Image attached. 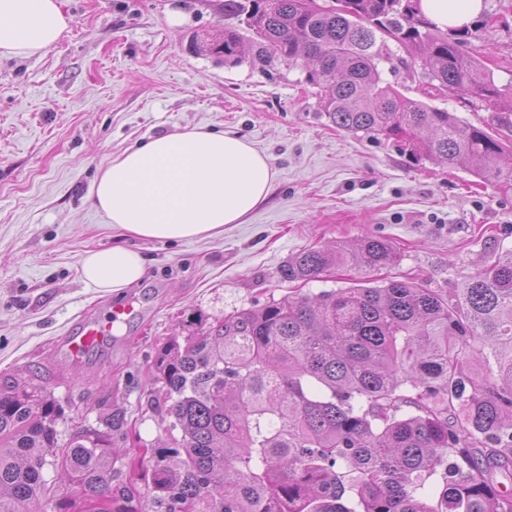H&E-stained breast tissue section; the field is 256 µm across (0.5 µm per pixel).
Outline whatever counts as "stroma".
I'll list each match as a JSON object with an SVG mask.
<instances>
[{"label": "stroma", "mask_w": 512, "mask_h": 512, "mask_svg": "<svg viewBox=\"0 0 512 512\" xmlns=\"http://www.w3.org/2000/svg\"><path fill=\"white\" fill-rule=\"evenodd\" d=\"M184 14L176 27L169 10ZM74 22L39 58L0 60V379L33 372L77 424L120 409L126 433L116 481L156 446L163 428L146 406L159 350L184 341L199 320L288 295L345 288L365 272L332 270L283 281L302 250L364 236L391 242L398 263L385 278L455 292L501 250L512 249V191L403 151L384 136L336 129L301 69L250 59L228 65L198 50L224 31V0H65ZM491 23L469 49L512 96V0H486ZM406 96L456 113L512 141V116L469 93H440L420 68L384 69ZM204 127L236 134L265 153L272 190L220 237L139 241L147 273L121 296L81 279L80 258L116 232L89 200L104 165L149 138ZM138 314L82 367L65 339L83 316L122 299Z\"/></svg>", "instance_id": "35a3bbf8"}]
</instances>
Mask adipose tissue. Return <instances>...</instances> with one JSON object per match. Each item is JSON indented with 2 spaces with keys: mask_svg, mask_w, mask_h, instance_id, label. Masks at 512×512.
Wrapping results in <instances>:
<instances>
[{
  "mask_svg": "<svg viewBox=\"0 0 512 512\" xmlns=\"http://www.w3.org/2000/svg\"><path fill=\"white\" fill-rule=\"evenodd\" d=\"M439 27L469 24L484 0H421ZM72 19L62 0H0V59L56 46ZM276 173L268 156L225 132L186 128L150 138L105 165L91 200L125 238L80 261L87 287L117 294L139 282L146 258L130 239L178 241L222 235L264 201Z\"/></svg>",
  "mask_w": 512,
  "mask_h": 512,
  "instance_id": "1",
  "label": "adipose tissue"
}]
</instances>
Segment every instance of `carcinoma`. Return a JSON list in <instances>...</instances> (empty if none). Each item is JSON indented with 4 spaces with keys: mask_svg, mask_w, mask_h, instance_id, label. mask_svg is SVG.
I'll use <instances>...</instances> for the list:
<instances>
[{
    "mask_svg": "<svg viewBox=\"0 0 512 512\" xmlns=\"http://www.w3.org/2000/svg\"><path fill=\"white\" fill-rule=\"evenodd\" d=\"M421 0H224L255 36V60L306 67L340 130L397 137L421 156L512 189L501 140L456 114L410 99L381 77L390 43L441 90H468L512 110L494 76L464 50L466 28L442 31ZM224 28L205 51L243 61ZM389 242L308 249L284 280L333 265L378 270ZM147 408L171 444L147 449L146 492L112 484L124 419L78 426L61 444L64 410L22 377L0 384V512H512V249L454 297L410 281L347 288L241 309L164 346ZM181 436H173L174 431ZM52 467L71 493L45 479Z\"/></svg>",
    "mask_w": 512,
    "mask_h": 512,
    "instance_id": "cac0c4a2",
    "label": "carcinoma"
}]
</instances>
